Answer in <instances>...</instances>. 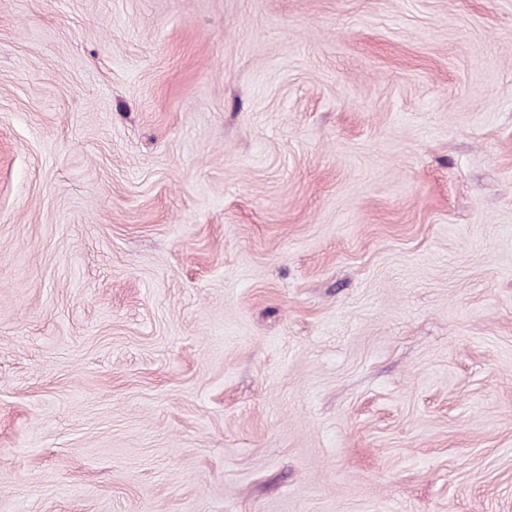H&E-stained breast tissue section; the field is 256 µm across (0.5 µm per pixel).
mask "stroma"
<instances>
[{
	"label": "stroma",
	"mask_w": 512,
	"mask_h": 512,
	"mask_svg": "<svg viewBox=\"0 0 512 512\" xmlns=\"http://www.w3.org/2000/svg\"><path fill=\"white\" fill-rule=\"evenodd\" d=\"M0 512H512V0H0Z\"/></svg>",
	"instance_id": "stroma-1"
}]
</instances>
